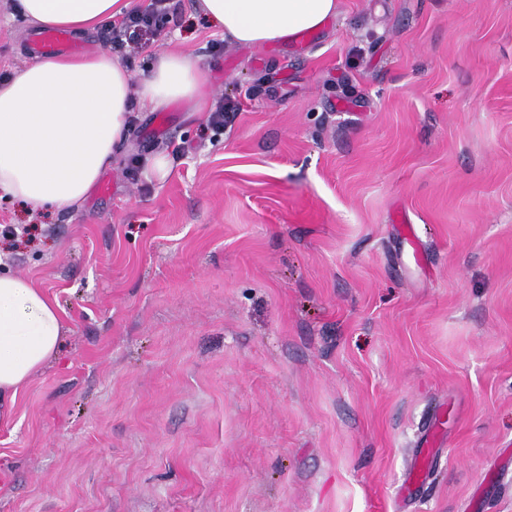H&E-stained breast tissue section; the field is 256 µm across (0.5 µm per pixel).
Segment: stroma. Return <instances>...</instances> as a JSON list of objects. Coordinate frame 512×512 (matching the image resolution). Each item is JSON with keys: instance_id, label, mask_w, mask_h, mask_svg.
<instances>
[{"instance_id": "35a3bbf8", "label": "stroma", "mask_w": 512, "mask_h": 512, "mask_svg": "<svg viewBox=\"0 0 512 512\" xmlns=\"http://www.w3.org/2000/svg\"><path fill=\"white\" fill-rule=\"evenodd\" d=\"M32 38L0 0V72ZM137 43L235 117L138 109L80 205L0 202L67 329L0 512H512V0H338L268 55L183 0Z\"/></svg>"}]
</instances>
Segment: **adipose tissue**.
Listing matches in <instances>:
<instances>
[{"instance_id":"adipose-tissue-1","label":"adipose tissue","mask_w":512,"mask_h":512,"mask_svg":"<svg viewBox=\"0 0 512 512\" xmlns=\"http://www.w3.org/2000/svg\"><path fill=\"white\" fill-rule=\"evenodd\" d=\"M231 43L263 46L316 30L337 0H198ZM135 0H17L37 31L62 29L81 40L127 14ZM206 72L180 52L161 53L134 81L112 53L44 57L0 81V199L60 211L85 199L126 141L135 107L181 100L207 108ZM65 325L57 303L32 281L0 273V402L15 399L60 351Z\"/></svg>"}]
</instances>
